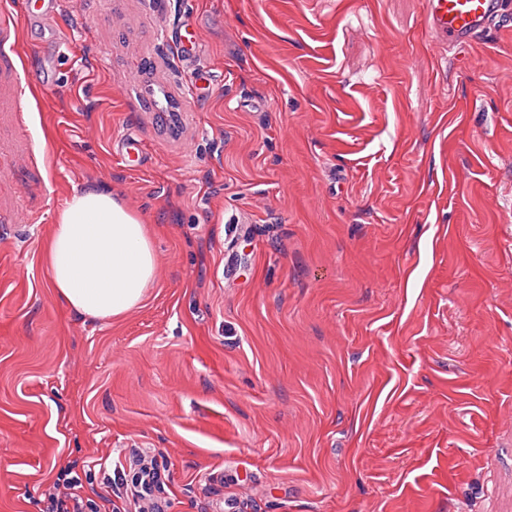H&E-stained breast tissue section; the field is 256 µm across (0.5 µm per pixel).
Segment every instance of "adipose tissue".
<instances>
[{"mask_svg": "<svg viewBox=\"0 0 512 512\" xmlns=\"http://www.w3.org/2000/svg\"><path fill=\"white\" fill-rule=\"evenodd\" d=\"M49 286L76 313L109 320L138 307L157 257L140 217L111 188L90 183L57 212L43 248Z\"/></svg>", "mask_w": 512, "mask_h": 512, "instance_id": "adipose-tissue-1", "label": "adipose tissue"}]
</instances>
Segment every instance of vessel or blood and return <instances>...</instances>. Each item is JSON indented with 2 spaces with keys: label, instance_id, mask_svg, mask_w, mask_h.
<instances>
[{
  "label": "vessel or blood",
  "instance_id": "obj_1",
  "mask_svg": "<svg viewBox=\"0 0 512 512\" xmlns=\"http://www.w3.org/2000/svg\"><path fill=\"white\" fill-rule=\"evenodd\" d=\"M498 13L499 0H424L425 28L444 48L471 42Z\"/></svg>",
  "mask_w": 512,
  "mask_h": 512
}]
</instances>
